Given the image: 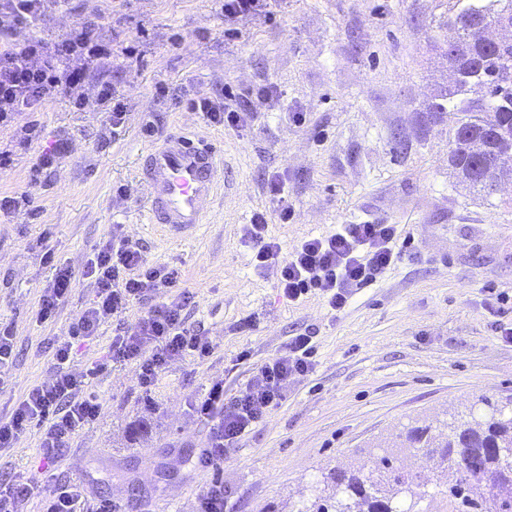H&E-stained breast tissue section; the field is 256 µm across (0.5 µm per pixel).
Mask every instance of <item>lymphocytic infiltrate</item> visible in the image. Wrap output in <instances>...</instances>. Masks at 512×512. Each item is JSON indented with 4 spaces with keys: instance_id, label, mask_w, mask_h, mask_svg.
Returning a JSON list of instances; mask_svg holds the SVG:
<instances>
[{
    "instance_id": "lymphocytic-infiltrate-1",
    "label": "lymphocytic infiltrate",
    "mask_w": 512,
    "mask_h": 512,
    "mask_svg": "<svg viewBox=\"0 0 512 512\" xmlns=\"http://www.w3.org/2000/svg\"><path fill=\"white\" fill-rule=\"evenodd\" d=\"M63 2L0 0V123L45 110L57 97L93 76L99 86L95 102L107 112L112 129H119L124 105L114 95L109 74L114 61L133 58L132 47L112 45L89 17L51 41L36 35L21 42L14 38L17 29L34 27ZM244 236L255 249V269L261 273L278 270L276 286L282 298L294 303L315 295L336 312L343 311L361 288L376 282L405 253L395 224H340L332 233L302 239L285 254L269 237L266 216L257 213L245 225ZM83 275L94 285V299L74 318L69 340L53 344L52 377L31 387L11 418L0 421V450L13 447L27 426L38 424L44 428L40 442L43 457L51 462L79 429L98 418L100 404L85 395L84 388L104 366L94 362L81 372H72L73 345L95 339L103 324L122 318L134 305H142L143 310L134 326L117 327L109 359L135 364L143 395H151L158 375L172 361L204 358L213 350L207 337L185 326L186 294L168 301L163 298L168 289L179 285V270L150 263L139 244L122 230H114L99 246ZM77 277L71 267H56L50 286L41 291L39 321L55 317L68 301ZM313 354L311 335L300 334L291 337L273 358L255 366L239 394L225 397L223 382L214 383L197 405L198 415L212 423L208 443L197 456L198 465L220 469L226 444L238 441L250 427L267 418L283 400L285 383L313 373ZM36 494L41 497V512H120L107 498L89 502L80 483L56 480L46 490L36 476L0 483V512H21L23 503Z\"/></svg>"
}]
</instances>
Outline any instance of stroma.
<instances>
[{"label": "stroma", "instance_id": "obj_1", "mask_svg": "<svg viewBox=\"0 0 512 512\" xmlns=\"http://www.w3.org/2000/svg\"><path fill=\"white\" fill-rule=\"evenodd\" d=\"M447 7L448 0H265L261 12L231 20L220 0H70L35 28L17 30L20 39L54 37L93 12L104 35L137 58L112 67L125 104L119 131L95 106L91 80L24 114L37 127L31 148H17L15 128H0V194H31L29 207L0 219V322L14 334L0 420L51 376L49 340H67L92 297L91 282L79 280L52 320L37 321L53 276L46 251L82 270L116 224L150 262L180 269L191 294L185 325L208 337L214 353L172 362L148 398L134 364L111 365L85 388L101 404L99 418L52 464L39 448L42 427L24 430L0 453V481L42 472L83 482L122 512H178L172 494L195 503L216 475L196 464L210 435L198 400L217 381L233 396L253 365L310 332L313 373L289 382L266 421L224 450L217 475L227 512H303L330 470L386 454L417 473L420 512H446L433 460L387 448V438L414 426L443 432L512 402V344L494 330L495 322L512 323V308L493 304L494 293L512 295V182L488 202L458 183L448 169L454 117L427 110L450 80L434 46ZM266 87L267 100L259 95ZM198 92L231 98L252 121L238 132L206 123L188 107ZM77 98L84 109L74 108ZM149 123L158 136L144 133ZM180 131L217 148L224 186L207 223L177 239L145 223L138 176L141 155ZM61 136L70 150L49 187L30 188L37 154ZM271 180L288 193V221L266 191ZM258 212L285 253L304 237L369 221L400 225L411 254L344 311L315 296L291 304L275 271L261 275L251 265L242 226Z\"/></svg>", "mask_w": 512, "mask_h": 512}]
</instances>
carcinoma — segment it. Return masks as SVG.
I'll list each match as a JSON object with an SVG mask.
<instances>
[{
    "label": "carcinoma",
    "instance_id": "carcinoma-1",
    "mask_svg": "<svg viewBox=\"0 0 512 512\" xmlns=\"http://www.w3.org/2000/svg\"><path fill=\"white\" fill-rule=\"evenodd\" d=\"M512 13V0H454L450 14L438 19L443 41L455 43L448 54V67L464 75L481 74V97L462 82L454 88L442 87L429 104L431 112H452L456 116L449 132L448 166L453 176L468 184L483 200L495 192L485 181V167L495 165L512 176V85L503 78L512 76V45L501 46L482 38L479 20ZM396 438L410 448H425L437 460L436 470L448 486L451 512H512V491L497 486L512 484V415L506 406L497 407L481 421H460L449 431L435 436L428 426H417ZM478 458L480 472L470 467ZM334 489L346 498L331 495L315 498L305 512H388L395 509L400 487L416 485L417 475L393 464L388 456L372 467L336 469L326 476Z\"/></svg>",
    "mask_w": 512,
    "mask_h": 512
}]
</instances>
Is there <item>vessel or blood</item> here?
Listing matches in <instances>:
<instances>
[{
    "mask_svg": "<svg viewBox=\"0 0 512 512\" xmlns=\"http://www.w3.org/2000/svg\"><path fill=\"white\" fill-rule=\"evenodd\" d=\"M215 151L186 136L168 135L147 151L141 169L146 188V221L183 235L204 223L223 183Z\"/></svg>",
    "mask_w": 512,
    "mask_h": 512,
    "instance_id": "1",
    "label": "vessel or blood"
}]
</instances>
